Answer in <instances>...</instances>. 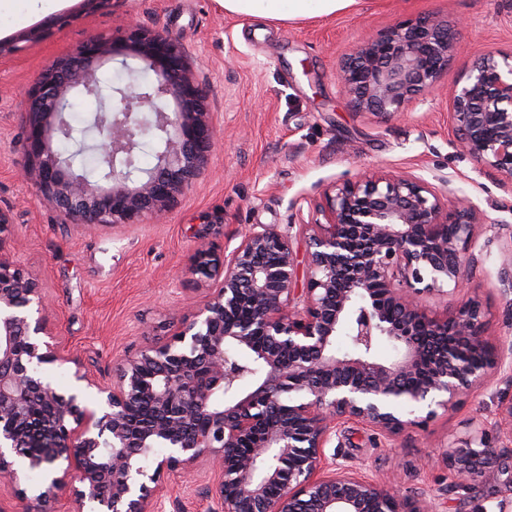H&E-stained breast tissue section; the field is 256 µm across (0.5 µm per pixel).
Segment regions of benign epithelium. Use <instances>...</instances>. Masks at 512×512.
Masks as SVG:
<instances>
[{"mask_svg":"<svg viewBox=\"0 0 512 512\" xmlns=\"http://www.w3.org/2000/svg\"><path fill=\"white\" fill-rule=\"evenodd\" d=\"M455 53L448 21L431 16L371 35L339 67L351 107L391 117L435 89ZM117 56L155 73L146 86L112 90L97 123L107 169L91 179L55 149L68 129L69 95L101 96L99 71ZM454 143L475 168L512 182V53L472 62L450 91ZM25 151L38 196L84 229L161 221L200 173L215 130L181 47L162 34L128 29L120 44L82 43L27 92ZM162 149L134 177L140 115ZM318 212L299 224L307 238L306 288H295L291 235L255 224L228 255L201 244L189 271L204 288L196 311L167 340L125 358L101 384L52 334L42 288L10 260L0 210V483L17 482L42 445L65 462L33 512L67 495L70 512H155L164 475L207 463L218 512H423L400 490L354 473L325 449L353 420L394 438L420 429L498 369L504 353L484 337L486 312L469 299L429 314L426 298L454 297L476 261L479 207L407 173L364 170L333 184ZM500 277L512 280V240L499 248ZM346 336L353 350L336 354ZM396 355L373 354L379 340ZM479 353L461 358L457 345ZM75 364L59 392L50 364ZM156 448L162 456L151 458ZM460 487H505L512 455L484 432L445 455Z\"/></svg>","mask_w":512,"mask_h":512,"instance_id":"benign-epithelium-1","label":"benign epithelium"}]
</instances>
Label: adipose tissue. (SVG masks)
Wrapping results in <instances>:
<instances>
[{
    "label": "adipose tissue",
    "mask_w": 512,
    "mask_h": 512,
    "mask_svg": "<svg viewBox=\"0 0 512 512\" xmlns=\"http://www.w3.org/2000/svg\"><path fill=\"white\" fill-rule=\"evenodd\" d=\"M225 13L279 22L330 17L352 7L356 0H218Z\"/></svg>",
    "instance_id": "adipose-tissue-1"
}]
</instances>
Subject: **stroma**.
Listing matches in <instances>:
<instances>
[{
    "mask_svg": "<svg viewBox=\"0 0 512 512\" xmlns=\"http://www.w3.org/2000/svg\"><path fill=\"white\" fill-rule=\"evenodd\" d=\"M71 21L46 39L23 42L0 59V210L11 217L10 255L48 295L50 328L75 364L109 381L121 359L150 336H171L201 299L189 259L200 244L220 253L236 248L254 224L291 228L315 215L325 188L365 169L408 172L452 189L479 205L484 221L512 233V186L477 172L453 145L449 90L468 65L487 53L512 52V0H358L329 18L276 22L224 13L217 0H112L91 11L82 0H5L0 40L45 19ZM437 16L448 21L455 54L433 96L410 102L391 118L347 106L338 92L341 60L367 31ZM132 26L155 30L184 50L219 134L205 168L173 203L165 223L86 231L65 223L35 193L27 165L23 98L44 67L78 44L118 37ZM472 269L470 291L487 309L485 336L493 345L512 338V292L498 278L497 245ZM512 388L502 367L480 388L459 396L426 430L387 438L359 422L342 425L329 442L339 463L398 487L429 512H487L486 493L468 494L442 454L472 430L487 429L493 445L512 449V428L499 425L498 397ZM210 470L164 478L159 512H214Z\"/></svg>",
    "mask_w": 512,
    "mask_h": 512,
    "instance_id": "stroma-1",
    "label": "stroma"
}]
</instances>
